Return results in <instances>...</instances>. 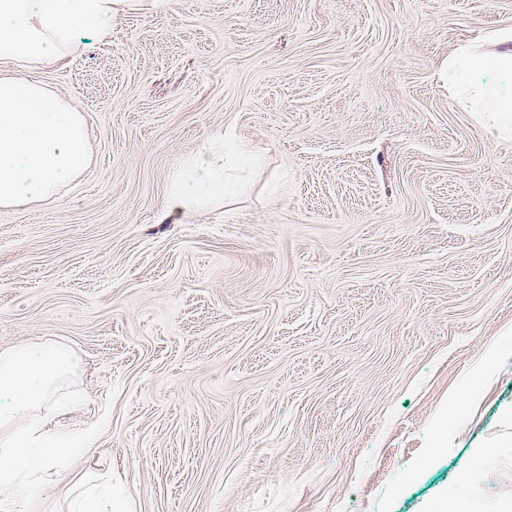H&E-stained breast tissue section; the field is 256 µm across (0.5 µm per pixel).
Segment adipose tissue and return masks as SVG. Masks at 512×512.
Segmentation results:
<instances>
[{
    "label": "adipose tissue",
    "mask_w": 512,
    "mask_h": 512,
    "mask_svg": "<svg viewBox=\"0 0 512 512\" xmlns=\"http://www.w3.org/2000/svg\"><path fill=\"white\" fill-rule=\"evenodd\" d=\"M170 0H0V208H23L51 200L58 189L91 164L81 112L27 71L55 60L83 32L107 30L122 9L156 12ZM507 52L464 50L449 63L456 73L475 75L495 64L512 69V33L497 36ZM242 152L237 142L215 135L208 153L190 160L176 177L172 208L199 211L224 197L225 151ZM67 512H133L130 496L114 492L109 476H86L69 485Z\"/></svg>",
    "instance_id": "ef3b65f1"
}]
</instances>
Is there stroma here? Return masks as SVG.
<instances>
[{"label": "stroma", "instance_id": "35a3bbf8", "mask_svg": "<svg viewBox=\"0 0 512 512\" xmlns=\"http://www.w3.org/2000/svg\"><path fill=\"white\" fill-rule=\"evenodd\" d=\"M512 0H171L30 80L83 113L92 164L0 209V350L80 358L120 394L99 451L135 512H512V136L448 61ZM224 198L168 206L217 133Z\"/></svg>", "mask_w": 512, "mask_h": 512}]
</instances>
